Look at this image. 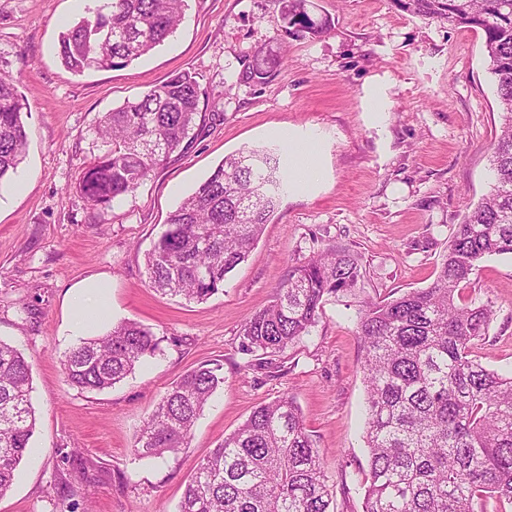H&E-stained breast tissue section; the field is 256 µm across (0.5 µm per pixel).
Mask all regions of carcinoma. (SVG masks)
<instances>
[{
	"label": "carcinoma",
	"instance_id": "1",
	"mask_svg": "<svg viewBox=\"0 0 512 512\" xmlns=\"http://www.w3.org/2000/svg\"><path fill=\"white\" fill-rule=\"evenodd\" d=\"M185 2L110 0L108 12L96 9L61 33L62 63L76 74L126 66L174 33ZM275 2L285 32L315 38L331 30L327 16L310 15L309 0ZM395 3L412 15L484 33L504 123L491 147L490 194L457 225L434 281L360 311L368 448L363 512H475L474 501L483 497L512 502V375L472 356L494 315L491 304L462 302L485 257L512 255V0ZM282 60L258 48L239 82H267ZM202 97L196 73L183 71L105 113L98 123L105 149L84 169L77 191L92 206L133 193L191 131H205ZM23 114L12 80L0 75V181L26 156ZM288 183V168L271 149L226 156L170 213L145 255L148 286L188 302L218 293L258 243ZM360 277L359 257L345 249L295 267L242 326V351L283 353L315 326L325 296L356 287ZM157 348L149 327L124 320L81 340L61 364L71 386L99 393L132 375ZM223 382L219 367L207 364L182 375L143 422L135 455L157 459L187 447ZM31 392L32 364L0 340V497L35 433ZM332 503L322 452L285 396L257 406L198 463L178 512H331Z\"/></svg>",
	"mask_w": 512,
	"mask_h": 512
}]
</instances>
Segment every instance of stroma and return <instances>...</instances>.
<instances>
[{
    "instance_id": "stroma-1",
    "label": "stroma",
    "mask_w": 512,
    "mask_h": 512,
    "mask_svg": "<svg viewBox=\"0 0 512 512\" xmlns=\"http://www.w3.org/2000/svg\"><path fill=\"white\" fill-rule=\"evenodd\" d=\"M332 28L288 35L274 0H188L180 26L128 66L76 75L59 36L97 0H0V73L26 106L25 159L0 182V340L32 362L38 418L29 456L0 512H177L198 463L255 407L278 397L299 406L336 488V512H363L365 303L429 286L467 208L493 181L489 146L502 114L481 30L451 28L394 0H310ZM278 42L284 65L261 85L239 83L258 46ZM198 73L203 112L221 124L174 152L131 194L89 208L76 186L104 149L100 117L173 73ZM379 86L385 112L367 110ZM317 141L323 177L295 181L248 259L207 301L163 296L146 283L145 254L167 217L225 156L245 147L286 148L285 133ZM24 189H17L18 181ZM329 248L361 257L356 288L326 297L315 327L284 353L282 371L240 349L244 322L291 270ZM104 279L112 319L138 321L158 349L135 374L101 393L65 380L61 359L77 344L70 288ZM468 300L494 316L474 355L512 374V256L483 260ZM202 364L223 385L187 448L136 459V436L173 381Z\"/></svg>"
}]
</instances>
